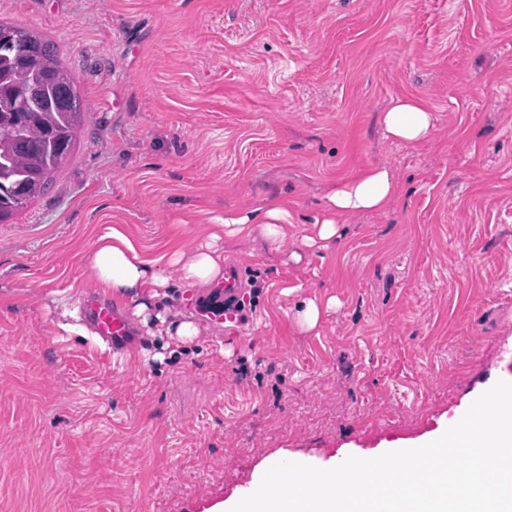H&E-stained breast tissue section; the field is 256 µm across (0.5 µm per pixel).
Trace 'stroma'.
I'll use <instances>...</instances> for the list:
<instances>
[{"instance_id": "1", "label": "stroma", "mask_w": 512, "mask_h": 512, "mask_svg": "<svg viewBox=\"0 0 512 512\" xmlns=\"http://www.w3.org/2000/svg\"><path fill=\"white\" fill-rule=\"evenodd\" d=\"M0 22L55 43L89 111L0 223V512H205L279 450L370 457L512 380V0H0ZM401 96L427 143L384 137ZM380 165L392 206L321 240L328 192ZM283 198V244L209 240ZM112 224L152 256L223 250L260 287L244 320L214 284L164 323L116 300L127 351L62 331ZM385 137L405 145L426 141L434 128L433 113L414 97H398L382 112Z\"/></svg>"}]
</instances>
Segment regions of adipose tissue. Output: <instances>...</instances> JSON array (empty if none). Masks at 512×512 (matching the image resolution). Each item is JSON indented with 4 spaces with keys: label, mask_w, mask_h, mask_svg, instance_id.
I'll use <instances>...</instances> for the list:
<instances>
[{
    "label": "adipose tissue",
    "mask_w": 512,
    "mask_h": 512,
    "mask_svg": "<svg viewBox=\"0 0 512 512\" xmlns=\"http://www.w3.org/2000/svg\"><path fill=\"white\" fill-rule=\"evenodd\" d=\"M386 138L405 145L426 141L434 128V116L424 103L414 97H398L381 116ZM398 193L393 171L375 166L358 177L338 185L328 197V214L320 223L319 236H335L339 220L350 214L381 213L392 204ZM288 221L285 205L274 203L260 215H243L235 211L224 214L225 225L235 226L237 234L251 235L255 224H264L267 235L284 237ZM169 263L178 270L179 281L188 287L209 285L224 273V254L206 245L191 254L175 253ZM86 263L103 293L122 298L146 295L158 297L169 280L159 271L160 258L147 257L140 243L124 225L115 224L102 234Z\"/></svg>",
    "instance_id": "ef3b65f1"
}]
</instances>
